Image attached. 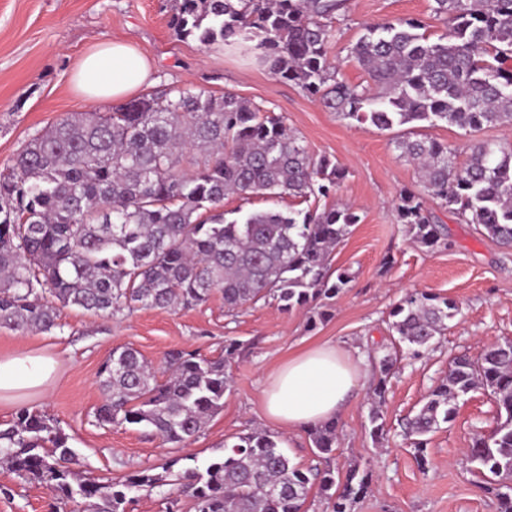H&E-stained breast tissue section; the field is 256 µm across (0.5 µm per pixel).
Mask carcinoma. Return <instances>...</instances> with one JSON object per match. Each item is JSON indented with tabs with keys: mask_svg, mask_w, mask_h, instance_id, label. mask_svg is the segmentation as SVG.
Listing matches in <instances>:
<instances>
[{
	"mask_svg": "<svg viewBox=\"0 0 512 512\" xmlns=\"http://www.w3.org/2000/svg\"><path fill=\"white\" fill-rule=\"evenodd\" d=\"M445 32L431 41L418 19L366 26L350 57L370 84L346 81L329 56L336 20L348 0H174L176 34L204 48L237 47L258 55L269 71L319 99L329 111L379 130L440 122L478 132L512 130V0H433ZM418 171L419 189L399 195L396 215L428 249L448 246V230L427 199L501 245L512 247V139H481L458 148L407 132L394 141ZM346 168L313 155L285 124L232 92L161 90L111 107L75 112L31 138L0 173V326L50 332L59 308L102 317L138 308H192L223 295L229 312L272 298L289 311H327L318 301L348 287V272L332 269V254L359 222L347 205L283 213L250 211L228 220L224 198L290 196L308 203L335 194ZM455 300L415 292L389 313L398 342L418 356L445 335ZM239 344L206 358L165 354L168 375L131 347L112 350L99 372L101 424L150 429L183 447L224 407L228 367ZM394 369L378 359L370 436L386 439L380 407ZM489 392L496 426L475 436L467 456L487 480L498 512H512V341L494 343L476 359L454 358L448 374L403 426L421 466L426 435L453 420L459 397ZM324 468L304 469L279 437L254 431L224 445L205 467L196 457L174 473L145 469L120 479L80 471L68 437L43 413L20 410L0 430V462L45 485L55 501H80L89 512H125L135 491L177 486L195 512H305L313 488L330 512H354L371 474L353 468L337 480L338 426L309 430Z\"/></svg>",
	"mask_w": 512,
	"mask_h": 512,
	"instance_id": "carcinoma-1",
	"label": "carcinoma"
}]
</instances>
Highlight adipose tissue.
I'll return each mask as SVG.
<instances>
[{
	"mask_svg": "<svg viewBox=\"0 0 512 512\" xmlns=\"http://www.w3.org/2000/svg\"><path fill=\"white\" fill-rule=\"evenodd\" d=\"M150 64L137 47L123 41L93 45L73 75L75 90L85 102H121L151 78ZM54 364L30 352L0 357V402H16L43 391ZM364 376L342 349L320 344L291 357L270 377L264 390V414L288 430L323 424L343 408Z\"/></svg>",
	"mask_w": 512,
	"mask_h": 512,
	"instance_id": "ef3b65f1",
	"label": "adipose tissue"
}]
</instances>
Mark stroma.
<instances>
[{"label": "stroma", "mask_w": 512, "mask_h": 512, "mask_svg": "<svg viewBox=\"0 0 512 512\" xmlns=\"http://www.w3.org/2000/svg\"><path fill=\"white\" fill-rule=\"evenodd\" d=\"M172 13V0H0V171L36 132L70 113L87 111L72 86L76 65L92 44L123 40L139 47L152 65L151 81L142 94L185 87L216 95L236 93L282 115L310 153L327 155L346 167L348 175L336 198L352 205L360 222L337 249L333 264L352 280L337 297L326 300L328 316L317 323L310 322L309 310L286 313L271 300L231 316L217 293L201 306L139 309L115 319L64 308L60 328L49 332L0 327V355L25 350L56 362L46 396L0 402V428L8 427L24 408L51 416L79 453L82 469L99 476L158 472L186 451L203 465L222 455L225 444L238 436L276 430L263 412L270 375L288 357L328 343L346 351L369 378L337 416L336 468L344 473L354 466L372 474L371 490L355 512H497L495 498L482 487L465 453L476 433H489L496 424L497 406L487 391L459 398L454 419L430 434L427 467L417 464L401 431L451 359L478 357L490 344L512 338V249L440 207L435 213L448 226L449 246L428 249L413 242L395 212L400 192L417 186L413 166L394 147L402 128L380 131L341 118L295 84L272 76L255 55L206 50L194 40L181 39L170 25ZM403 18L421 20L430 40L444 32L430 0H349L329 49L348 82L369 81L349 55L366 26ZM414 291L455 299L459 312L433 350L419 358L402 355L381 405L388 437L379 447L369 434L371 380L376 376L369 353L391 351L389 312ZM231 339L240 349L230 367L232 383L224 408L188 449L163 445L136 425L96 423L94 412L103 399L98 374L112 349L133 347L160 371L169 350L215 358ZM49 497L46 487L0 464V512H45ZM127 512L194 510L190 498L168 486L160 493H134Z\"/></svg>", "instance_id": "1"}]
</instances>
